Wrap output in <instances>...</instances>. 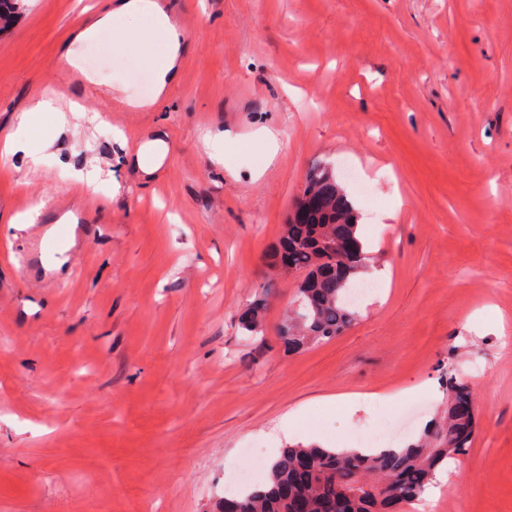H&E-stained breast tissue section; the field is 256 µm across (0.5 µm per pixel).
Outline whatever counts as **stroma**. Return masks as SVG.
Returning <instances> with one entry per match:
<instances>
[{"label": "stroma", "instance_id": "stroma-1", "mask_svg": "<svg viewBox=\"0 0 512 512\" xmlns=\"http://www.w3.org/2000/svg\"><path fill=\"white\" fill-rule=\"evenodd\" d=\"M115 2L16 0L0 19V144L44 96L60 107L28 131L42 165L0 153V512H209L248 445L354 448L390 423L417 439L447 373L478 431L437 500L400 512H512V350L493 323L512 324V0H172L193 20L172 79L107 135L109 92L140 98L169 61L147 18L73 42ZM68 48L93 100L57 85ZM320 160L358 169L345 189L391 280L290 353L301 277L269 255ZM75 192L93 232L39 281L29 202ZM341 394L361 401L321 407Z\"/></svg>", "mask_w": 512, "mask_h": 512}]
</instances>
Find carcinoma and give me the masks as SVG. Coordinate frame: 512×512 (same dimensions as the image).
Returning <instances> with one entry per match:
<instances>
[{
    "label": "carcinoma",
    "mask_w": 512,
    "mask_h": 512,
    "mask_svg": "<svg viewBox=\"0 0 512 512\" xmlns=\"http://www.w3.org/2000/svg\"><path fill=\"white\" fill-rule=\"evenodd\" d=\"M358 220L359 214L336 181L332 165L315 166L280 238V246L292 252L294 270L304 273L295 314L286 316L281 324L288 330L284 340L289 346L300 349L325 343L355 321L352 281L367 255L359 262H348L340 252L329 251L326 246L346 239L363 250ZM263 312V301H256L242 316V327L253 334L259 332ZM445 385L450 392L446 408L406 446L350 450L288 446L271 462L265 483L248 487L235 498L245 504L246 512H292L280 489L292 484L296 466L305 458L313 467L314 479L301 487L300 493L307 499L310 512H324L329 499L340 501V512H394L421 494L435 479L439 465L471 446L472 435L457 432L460 419L451 393L458 389V383L450 375Z\"/></svg>",
    "instance_id": "carcinoma-1"
}]
</instances>
